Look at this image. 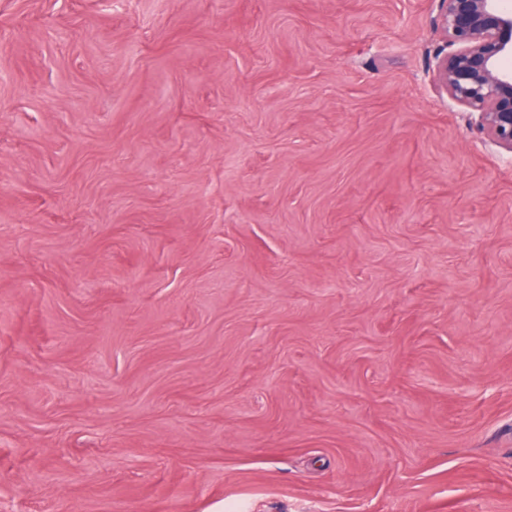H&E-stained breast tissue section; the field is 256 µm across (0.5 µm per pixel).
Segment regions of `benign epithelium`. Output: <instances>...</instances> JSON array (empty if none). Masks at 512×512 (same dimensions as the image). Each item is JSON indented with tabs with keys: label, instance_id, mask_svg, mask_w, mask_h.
Wrapping results in <instances>:
<instances>
[{
	"label": "benign epithelium",
	"instance_id": "7a95c632",
	"mask_svg": "<svg viewBox=\"0 0 512 512\" xmlns=\"http://www.w3.org/2000/svg\"><path fill=\"white\" fill-rule=\"evenodd\" d=\"M444 45L435 81L469 112L472 128L512 153V12L500 0H436Z\"/></svg>",
	"mask_w": 512,
	"mask_h": 512
}]
</instances>
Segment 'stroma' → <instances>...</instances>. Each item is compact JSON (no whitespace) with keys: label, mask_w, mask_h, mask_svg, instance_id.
I'll use <instances>...</instances> for the list:
<instances>
[{"label":"stroma","mask_w":512,"mask_h":512,"mask_svg":"<svg viewBox=\"0 0 512 512\" xmlns=\"http://www.w3.org/2000/svg\"><path fill=\"white\" fill-rule=\"evenodd\" d=\"M434 0H0V512H512V154Z\"/></svg>","instance_id":"1"}]
</instances>
